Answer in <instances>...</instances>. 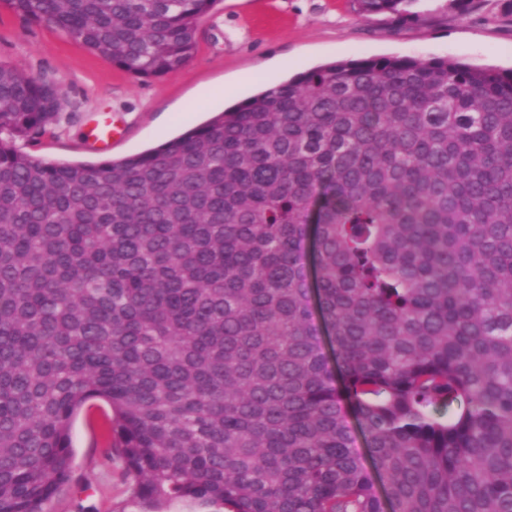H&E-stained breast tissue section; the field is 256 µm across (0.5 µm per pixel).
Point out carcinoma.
<instances>
[{"label":"carcinoma","instance_id":"cac0c4a2","mask_svg":"<svg viewBox=\"0 0 512 512\" xmlns=\"http://www.w3.org/2000/svg\"><path fill=\"white\" fill-rule=\"evenodd\" d=\"M0 2L164 78L217 0ZM62 106L0 64V512L94 402L154 507L512 512V69L339 60L137 155L15 147Z\"/></svg>","mask_w":512,"mask_h":512}]
</instances>
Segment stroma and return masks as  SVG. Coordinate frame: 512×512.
Listing matches in <instances>:
<instances>
[{
	"label": "stroma",
	"instance_id": "1",
	"mask_svg": "<svg viewBox=\"0 0 512 512\" xmlns=\"http://www.w3.org/2000/svg\"><path fill=\"white\" fill-rule=\"evenodd\" d=\"M414 18L367 15L357 0H217L177 73L145 79L0 2V62L54 81L66 106L49 134L16 148L51 163L140 153L295 73L343 59L447 57L512 68V0H416ZM109 118L123 135L98 152L87 132ZM72 478L44 512H147L86 412L72 428Z\"/></svg>",
	"mask_w": 512,
	"mask_h": 512
}]
</instances>
